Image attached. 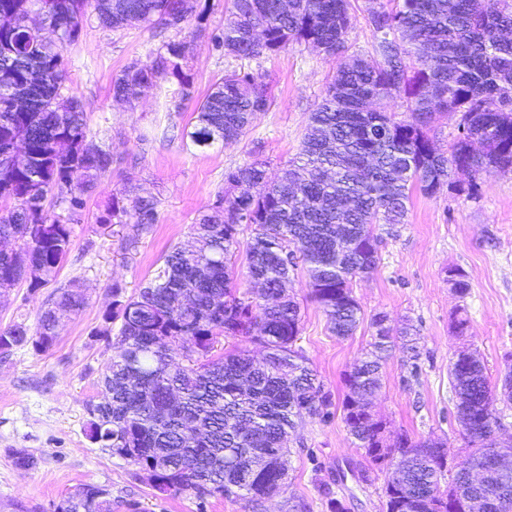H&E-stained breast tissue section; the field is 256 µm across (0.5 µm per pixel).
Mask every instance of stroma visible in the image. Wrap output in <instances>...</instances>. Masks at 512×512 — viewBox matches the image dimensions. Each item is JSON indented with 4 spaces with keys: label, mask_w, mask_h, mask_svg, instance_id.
I'll return each instance as SVG.
<instances>
[{
    "label": "stroma",
    "mask_w": 512,
    "mask_h": 512,
    "mask_svg": "<svg viewBox=\"0 0 512 512\" xmlns=\"http://www.w3.org/2000/svg\"><path fill=\"white\" fill-rule=\"evenodd\" d=\"M200 3L207 8L209 36L181 34L196 99L237 67L210 39L224 28L229 0ZM159 44L155 29L113 32L93 19L65 50L64 93L82 103L91 133L106 137L115 162L84 207L72 213L73 246L57 278L83 283L84 308L66 318L50 350L21 348L0 362V512H56L64 496L86 484L137 502L139 512H332L333 496L351 503L350 512H383L386 473L352 442L341 408L344 377L370 341L376 314H386L395 328L412 325L420 355L393 350L371 412L392 433L445 443L449 462H456L462 436L448 383L450 361L462 351L476 353L497 378L512 355V171L482 180L473 196L460 190L468 182L464 175L459 188L414 194L404 223L377 226L379 264L353 283L364 314L353 337L330 333L306 274L295 275L289 293L301 310L297 345L332 405L327 417L306 420L292 435L277 494L257 504L159 493L139 467L86 436V405L96 398L113 354L111 342L94 332L112 301L137 293L171 247L186 240L198 213L223 191L227 170L258 161L269 178L281 175L296 158L308 116L337 67L335 58L297 44L249 62V71L268 85L269 110L238 143L201 151L183 134L193 102L173 98L171 85L150 88L131 107L112 98V81L123 67L146 59ZM129 183L158 201L150 232L133 223L108 230L99 222L111 197ZM452 268L468 281L466 296L454 291ZM51 292L47 286L33 293L21 284L0 294V329L16 322L35 326ZM459 318L467 321L465 331L455 327ZM19 454L33 457L32 469L14 467Z\"/></svg>",
    "instance_id": "1"
}]
</instances>
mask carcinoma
<instances>
[{"label":"carcinoma","mask_w":512,"mask_h":512,"mask_svg":"<svg viewBox=\"0 0 512 512\" xmlns=\"http://www.w3.org/2000/svg\"><path fill=\"white\" fill-rule=\"evenodd\" d=\"M196 0H0V153L18 144L27 163L0 158V281L25 283L35 292L56 280L71 252L68 211L81 208L112 170V151L95 142L82 104L64 95L65 47L80 37L88 12L114 31L172 29L175 36L133 59L112 81V96L133 104L143 89L173 80V96L194 99L185 71V44L176 34L189 23ZM371 31L367 52L348 37L357 12ZM57 33L48 40L30 29L31 15ZM512 0H230L224 31L210 35L224 56L253 61L297 44L336 58L338 67L321 103L310 113L300 160L275 181L253 162L224 174V205H214L191 225L137 295L103 314L110 337L121 320L112 362L98 399L87 406L86 437L152 472L161 492L195 497L276 494L285 478L288 438L308 418L332 405L308 359L295 348L300 311L287 294L297 269L330 332L353 336L363 315L353 281L379 263L378 224H401L412 192L433 195L458 173L478 187L482 174L512 170ZM409 113L395 118L393 106ZM268 86L244 68L213 84L193 110L186 137L199 150L237 142L268 111ZM460 115L448 152L434 151L430 131L444 113ZM246 186L237 195L232 191ZM127 189L130 206L112 197L108 218L129 219L139 229L154 224L157 200ZM247 274L261 284L238 296L228 256L244 230ZM85 295L78 280L56 287L35 327L0 329V362L16 348L51 349L61 313L78 312ZM372 318L363 360L345 375L344 420L357 447L381 464L398 447L402 467L389 472L386 512H448V483L458 476L447 459L427 464L428 440L401 435L395 446L386 423L367 411L366 395L382 385V367L396 346L418 355L409 327L393 330ZM259 343L265 357L247 350L214 357L224 338ZM456 419L468 463L485 468L471 494L478 504L456 512H512V470L494 461L507 454L494 440L496 422L484 420L497 400L475 355L448 366ZM112 496L89 499L62 512H112Z\"/></svg>","instance_id":"carcinoma-1"}]
</instances>
